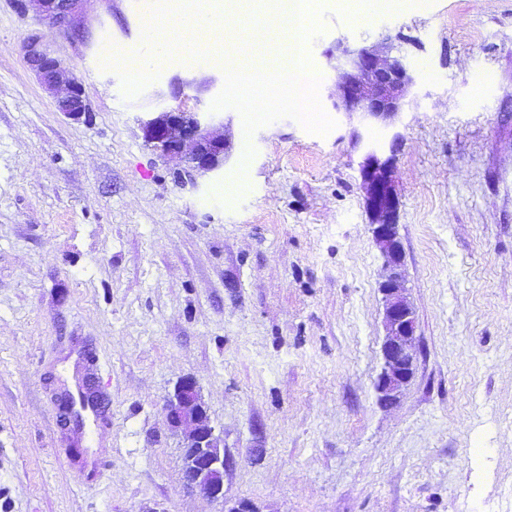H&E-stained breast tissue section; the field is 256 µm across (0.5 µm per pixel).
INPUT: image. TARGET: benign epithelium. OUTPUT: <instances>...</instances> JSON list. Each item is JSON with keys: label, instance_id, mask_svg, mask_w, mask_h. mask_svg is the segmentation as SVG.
<instances>
[{"label": "benign epithelium", "instance_id": "obj_1", "mask_svg": "<svg viewBox=\"0 0 512 512\" xmlns=\"http://www.w3.org/2000/svg\"><path fill=\"white\" fill-rule=\"evenodd\" d=\"M14 2L22 12L27 11L28 4H33L38 16L53 28L70 34L82 30L84 0ZM24 49L27 66L42 86L50 93L63 92L57 98L58 111L74 120L88 118L91 109L85 85L53 55L42 36L29 35ZM328 59L339 77L336 111L356 113L369 124H382L395 118L409 104L414 77L400 45L390 39L365 46H351L338 40L336 52L329 53ZM215 121L216 117L208 113L164 109L147 113L141 124L151 150L165 159L180 161L181 166L174 175L182 179L205 176L224 168L229 145L211 132ZM393 173V158L372 144L366 145L359 164L361 187L372 217V237L387 270L379 286L385 335L381 345L383 363L375 381L380 399L385 402L392 401L412 378L417 357L416 317L402 274L400 200ZM167 410L171 426L183 434L184 447L193 449L190 464L183 471L184 483L212 500L224 499L221 439L210 425L193 377L185 376L177 383Z\"/></svg>", "mask_w": 512, "mask_h": 512}]
</instances>
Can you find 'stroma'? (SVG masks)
<instances>
[{
    "instance_id": "35a3bbf8",
    "label": "stroma",
    "mask_w": 512,
    "mask_h": 512,
    "mask_svg": "<svg viewBox=\"0 0 512 512\" xmlns=\"http://www.w3.org/2000/svg\"><path fill=\"white\" fill-rule=\"evenodd\" d=\"M310 57L335 126L284 117L245 135L223 170L182 182L145 144L143 113L207 112L223 71L164 62L133 99L103 41L141 42L154 0H87L75 38L0 0V512H221L183 481L167 420L196 379L224 439V496L261 512H512V0H409L362 15L324 0ZM269 24L271 66L288 33ZM44 35L84 82L79 121L28 69ZM400 39L414 103L388 129L416 314L411 381L374 387L383 260L361 151L334 114L337 39ZM252 158H245L246 146Z\"/></svg>"
}]
</instances>
